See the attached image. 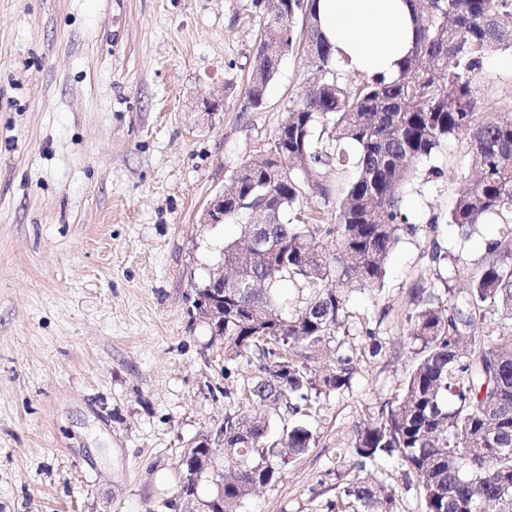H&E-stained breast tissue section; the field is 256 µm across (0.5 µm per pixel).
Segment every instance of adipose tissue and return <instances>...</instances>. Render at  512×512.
Masks as SVG:
<instances>
[{"label":"adipose tissue","instance_id":"ef3b65f1","mask_svg":"<svg viewBox=\"0 0 512 512\" xmlns=\"http://www.w3.org/2000/svg\"><path fill=\"white\" fill-rule=\"evenodd\" d=\"M318 30L347 70L393 78L414 47L410 0H317Z\"/></svg>","mask_w":512,"mask_h":512}]
</instances>
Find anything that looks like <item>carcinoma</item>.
I'll return each mask as SVG.
<instances>
[{
	"label": "carcinoma",
	"instance_id": "carcinoma-1",
	"mask_svg": "<svg viewBox=\"0 0 512 512\" xmlns=\"http://www.w3.org/2000/svg\"><path fill=\"white\" fill-rule=\"evenodd\" d=\"M413 7L418 40L387 81L333 68L316 0H269L249 104L262 105L282 60L302 47L317 77L288 109L265 157L224 185V222L239 226V237L224 243V265L238 278L224 288V377L242 358L257 361L238 398L258 405L243 433L236 400L224 392V456L241 464L224 482L226 502L270 484L316 443L302 425L267 441L268 410L304 413L313 396L350 385L355 352L319 374L302 349L339 333L349 291L381 287L401 233L415 230L400 207L414 164L461 137L471 172L460 174L448 223L466 232L497 224L499 232L467 272L464 291L445 301L433 289H414L406 323L419 358L401 380V396L362 423L337 458L343 482L330 508L393 512L395 492L361 473L395 457L416 479L420 512H484L487 504L512 512V107L480 111L473 83L491 54L512 51V0H413ZM298 15L302 43L293 29ZM349 167L353 176L339 190L332 175ZM310 191L326 202L336 197L334 223L302 207ZM261 218L276 223L267 246L253 249ZM319 236L336 252H321ZM429 259L438 275L446 261L460 268L435 243ZM283 282L310 289L292 315L278 304ZM492 312L500 322L488 328Z\"/></svg>",
	"mask_w": 512,
	"mask_h": 512
}]
</instances>
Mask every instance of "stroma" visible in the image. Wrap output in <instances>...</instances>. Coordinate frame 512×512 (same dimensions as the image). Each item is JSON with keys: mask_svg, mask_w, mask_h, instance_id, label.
Instances as JSON below:
<instances>
[{"mask_svg": "<svg viewBox=\"0 0 512 512\" xmlns=\"http://www.w3.org/2000/svg\"><path fill=\"white\" fill-rule=\"evenodd\" d=\"M265 15L266 0H0V512H184L182 456L219 430L225 392L253 371L242 360L225 375L223 339L190 314L236 235L199 218L268 151L311 77L288 56L249 108ZM477 86L489 107L512 104V70L495 60ZM208 98L223 109L198 112ZM469 167L458 139L421 163L401 202L415 233L383 287L350 292L345 326L310 351L322 370L359 349L348 389L274 417L272 434L301 424L316 444L235 512H330L339 452L416 361L412 289L466 286L453 268L433 275L431 244L472 264L497 233L448 222ZM372 474L398 512H419L400 462Z\"/></svg>", "mask_w": 512, "mask_h": 512, "instance_id": "stroma-1", "label": "stroma"}]
</instances>
